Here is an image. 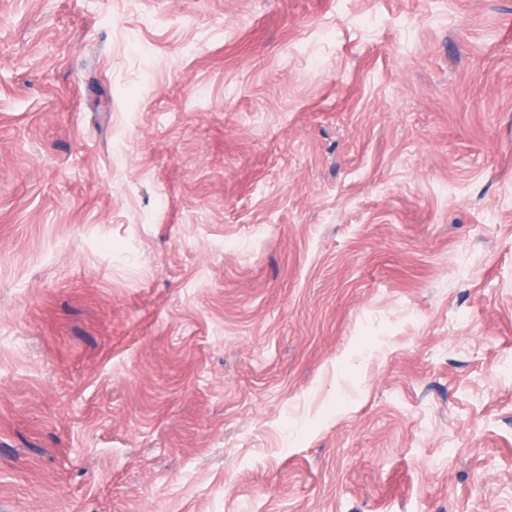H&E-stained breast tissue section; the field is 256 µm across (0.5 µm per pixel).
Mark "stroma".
I'll return each instance as SVG.
<instances>
[{
	"mask_svg": "<svg viewBox=\"0 0 512 512\" xmlns=\"http://www.w3.org/2000/svg\"><path fill=\"white\" fill-rule=\"evenodd\" d=\"M0 512H512V0H0Z\"/></svg>",
	"mask_w": 512,
	"mask_h": 512,
	"instance_id": "obj_1",
	"label": "stroma"
}]
</instances>
